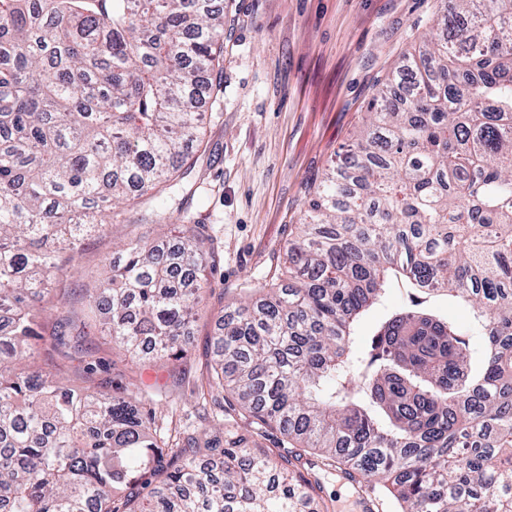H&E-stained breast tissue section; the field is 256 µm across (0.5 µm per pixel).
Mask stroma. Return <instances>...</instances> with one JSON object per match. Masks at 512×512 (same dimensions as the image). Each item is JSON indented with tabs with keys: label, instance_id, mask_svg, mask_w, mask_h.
Segmentation results:
<instances>
[{
	"label": "stroma",
	"instance_id": "stroma-1",
	"mask_svg": "<svg viewBox=\"0 0 512 512\" xmlns=\"http://www.w3.org/2000/svg\"><path fill=\"white\" fill-rule=\"evenodd\" d=\"M453 9L452 0H224L223 78L203 108L207 148L191 159L182 187L157 200L207 225L219 242L216 288L191 324L186 355L130 366L95 322L87 336L93 356L65 362V382L160 386L168 397L155 407L156 427L173 417L197 427L195 392L208 376L218 320L282 268L289 227L328 162L345 150L389 71L419 45L431 19ZM139 231L115 223L106 236L88 239L45 320L78 308L88 274L111 263L114 244ZM208 407L249 447L291 452L276 428L256 424L224 393H214ZM313 458L306 453L297 471L318 476L327 512H362L357 483L337 471H313Z\"/></svg>",
	"mask_w": 512,
	"mask_h": 512
}]
</instances>
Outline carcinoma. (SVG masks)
Listing matches in <instances>:
<instances>
[{
  "instance_id": "obj_1",
  "label": "carcinoma",
  "mask_w": 512,
  "mask_h": 512,
  "mask_svg": "<svg viewBox=\"0 0 512 512\" xmlns=\"http://www.w3.org/2000/svg\"><path fill=\"white\" fill-rule=\"evenodd\" d=\"M212 0H0V512H315L319 483L238 437L219 457L152 428L157 395L64 388L18 369L64 255L162 197L204 146L196 96L222 77ZM128 238L50 348L107 335L136 362L187 353L218 249ZM288 280L224 316L200 399L230 394L398 512H512V0H455L395 67L284 247ZM370 343L356 328L389 289ZM470 308L462 331L430 308ZM482 347L471 349L472 337ZM162 472L155 484L151 477ZM405 298L406 294L403 289L395 290L389 296L384 307L371 309L358 328L356 335L357 337L354 339L351 345L352 351H357L358 349L362 348L368 341L372 328L383 319L387 310L399 306L403 303Z\"/></svg>"
}]
</instances>
